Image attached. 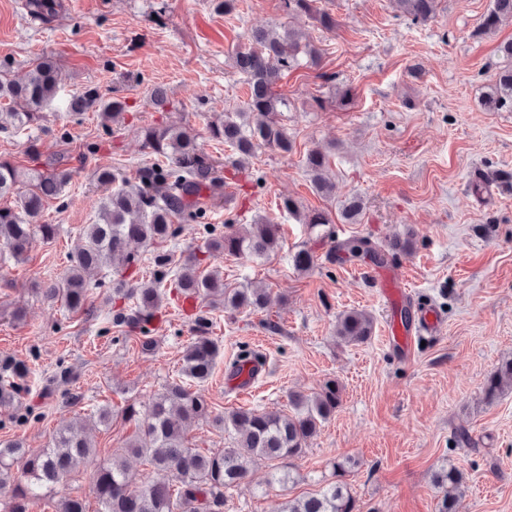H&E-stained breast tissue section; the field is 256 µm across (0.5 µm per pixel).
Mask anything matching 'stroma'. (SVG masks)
<instances>
[{
    "mask_svg": "<svg viewBox=\"0 0 512 512\" xmlns=\"http://www.w3.org/2000/svg\"><path fill=\"white\" fill-rule=\"evenodd\" d=\"M52 22L34 19L25 0H0V64L23 76L29 60L54 58L67 90L97 87L103 97H124L129 110L118 131L104 132L96 113L72 116L60 105L30 136L0 135V155L26 163L28 140L43 157L56 158L72 179L43 220L59 227L54 241L34 238L22 262H0V353L34 357L31 400L41 418L0 428V440L27 448L49 447L60 418L86 420L99 461L122 448L133 425L128 406L145 410L151 396L176 378L192 319L176 298L164 300L153 324L156 348L144 354L136 338L102 336L112 317L109 287L94 290V317L69 313L35 284L54 282L84 225L92 223L102 189L93 172L105 166L126 173L148 161L141 128L175 124L192 129L200 145L230 166V149L209 139L212 105L234 111L247 98L231 57L253 30L285 26L322 50L319 67L284 77L289 107L279 120L295 142L291 153L265 149L208 214L210 224L233 230L265 218L280 225L284 244L266 259H212L225 282L266 286L262 312H218L213 338L222 348L211 377L199 387L215 411L227 408L288 411L292 391H317L335 379L341 403L321 427L286 483L258 467L225 494L223 512H281L289 499L333 481V464L347 462L348 489L358 512H438L433 475L441 467L463 471L467 491L459 512H512V387L484 398L486 379L512 359V187L477 193L481 173L512 172V112L482 104L502 61L499 47L512 41V21L495 33L473 32L490 0H440L425 24L400 15L393 0H317L333 15L326 31L305 16L288 14L283 0H239L235 15L215 14L211 0H60ZM164 86L171 108L157 111L154 86ZM348 86L353 102L337 103L334 86ZM323 98L316 108L315 98ZM319 147L331 153L336 197L315 195L303 156ZM87 163H80V155ZM365 203L361 223L339 216L345 196ZM304 209L328 213L330 227L310 228L279 210L280 196ZM368 236L390 245L414 233L415 245L394 260L411 288L410 302L436 306L438 335L402 354L386 342L388 317L372 280L356 262L326 258L331 239ZM314 247L319 265L302 274L294 252ZM26 310L24 321L11 315ZM372 314L375 329L363 343L335 334L337 316L349 309ZM259 354L265 372L252 391H230L225 370L241 350ZM71 366L79 404L40 398L42 379L58 362ZM112 410L102 426L97 407Z\"/></svg>",
    "mask_w": 512,
    "mask_h": 512,
    "instance_id": "1",
    "label": "stroma"
}]
</instances>
